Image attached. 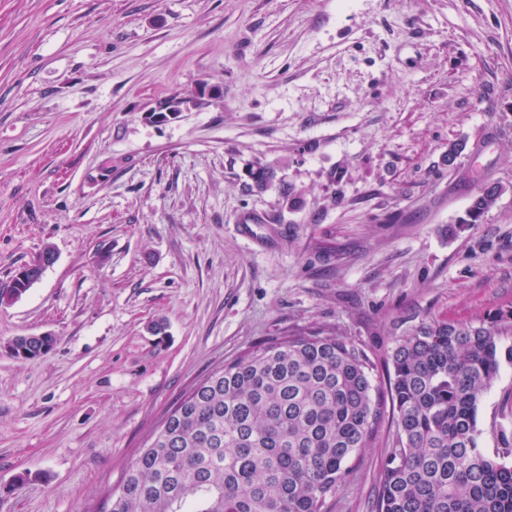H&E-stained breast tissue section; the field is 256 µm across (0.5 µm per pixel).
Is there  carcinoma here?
<instances>
[{"label":"carcinoma","mask_w":512,"mask_h":512,"mask_svg":"<svg viewBox=\"0 0 512 512\" xmlns=\"http://www.w3.org/2000/svg\"><path fill=\"white\" fill-rule=\"evenodd\" d=\"M477 194L478 222L495 204ZM53 341L21 337L17 357ZM512 360L493 326L422 324L398 336L386 392L354 342L321 329L224 365L165 418L110 497V512H329L385 408L396 432L376 512H512V433L478 448V405Z\"/></svg>","instance_id":"cac0c4a2"}]
</instances>
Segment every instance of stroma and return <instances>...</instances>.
Listing matches in <instances>:
<instances>
[{"instance_id":"stroma-1","label":"stroma","mask_w":512,"mask_h":512,"mask_svg":"<svg viewBox=\"0 0 512 512\" xmlns=\"http://www.w3.org/2000/svg\"><path fill=\"white\" fill-rule=\"evenodd\" d=\"M47 248L0 304V512H101L195 385L301 329L381 385L423 323L512 346V0H0V288ZM30 334L52 350L11 357ZM510 406L505 359L485 454ZM394 429L329 512H374ZM54 261L55 254L53 252L43 251L36 259L18 271L17 278L25 285L34 284L41 278L44 270L53 264ZM21 281L16 279L15 273L7 288H0V303L15 299L19 295L21 297L29 290V288H24V284Z\"/></svg>"}]
</instances>
